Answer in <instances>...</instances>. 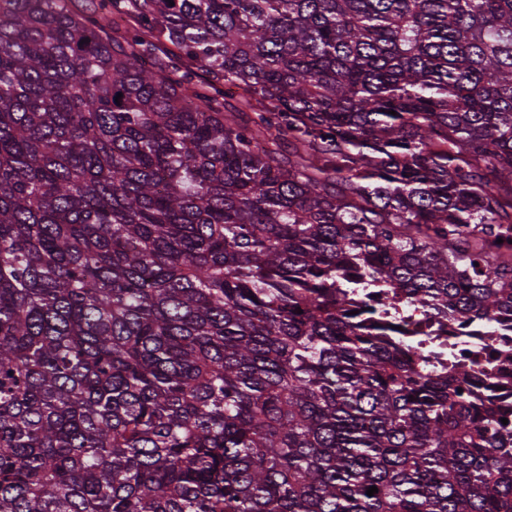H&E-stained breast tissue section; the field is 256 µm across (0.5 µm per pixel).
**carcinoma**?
<instances>
[{"instance_id": "carcinoma-1", "label": "carcinoma", "mask_w": 512, "mask_h": 512, "mask_svg": "<svg viewBox=\"0 0 512 512\" xmlns=\"http://www.w3.org/2000/svg\"><path fill=\"white\" fill-rule=\"evenodd\" d=\"M66 2L0 0V512H512L360 295L512 320V0ZM163 42V41H162ZM177 50L168 42H163L159 45L158 51H156V61L158 66L162 69L163 73L170 74L173 72V65H177L179 68L176 75L183 74L184 71L191 70L194 73L192 78L191 87L195 88H206L209 83V78L205 71L198 68L196 65L188 64L184 61L178 60L175 57Z\"/></svg>"}]
</instances>
